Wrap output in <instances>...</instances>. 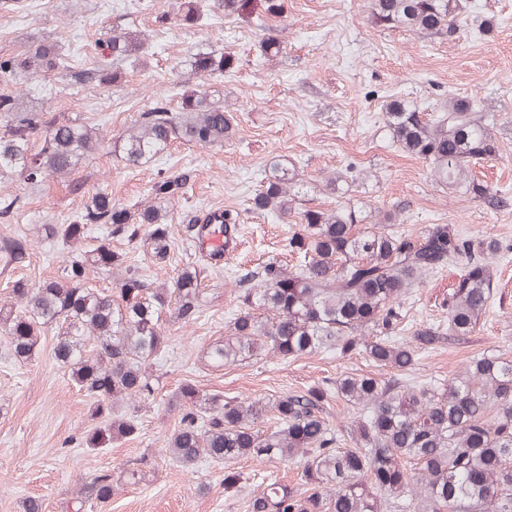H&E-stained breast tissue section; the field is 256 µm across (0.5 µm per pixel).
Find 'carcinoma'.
<instances>
[{
    "label": "carcinoma",
    "instance_id": "obj_1",
    "mask_svg": "<svg viewBox=\"0 0 512 512\" xmlns=\"http://www.w3.org/2000/svg\"><path fill=\"white\" fill-rule=\"evenodd\" d=\"M224 11L262 24L282 10L280 0H216ZM381 25L424 35L453 36L461 0H371ZM112 59L136 58L143 40L135 31L115 32L99 42ZM232 57L212 51L188 55L184 70L194 76H220ZM55 73L64 81L69 64L53 45L31 42L24 53L0 61L9 80ZM75 80L110 84L108 65L74 75ZM392 138L402 150L431 162L434 180L497 209L505 197L469 174V166L496 154L497 142L486 117L470 98L450 97L438 114L426 117L396 100L386 105ZM231 130L224 105L196 88L182 94L181 110L155 104L122 135L116 149L127 166L137 167L162 153L172 141L201 145L224 141ZM104 137L77 117L33 112L9 94L0 95V180L18 175L32 185L49 176L70 175L97 152ZM186 175L154 182L153 204L133 211L97 191L68 224L48 233L65 249L79 243L89 224H107L117 234L131 224L146 229L140 247L157 264L170 249L168 208ZM295 170L272 167L270 178L252 198L255 210L294 211ZM301 229L288 239L299 267L291 270L271 258L236 278L240 313L231 335L215 344L218 365L271 353L283 360L318 350L344 357L365 352L372 361L398 372L410 371L414 350L398 341L401 301L425 273L458 266L448 294V325L425 323L412 332L421 348L458 341L477 328L494 296L491 259L502 249L492 237L466 238L447 224L420 236L361 228L364 217L351 208L300 213ZM124 268L117 294L90 285L89 271ZM197 271L184 268L171 288H154L124 266L122 254L101 244L72 257L60 279L12 289L13 301L0 305V332L11 340L15 357L27 359L43 329L57 330L54 355L69 367L71 381L93 399L100 423L86 447L106 448L137 433L133 417L118 414V403L150 397L157 379L153 361L163 349L159 317L174 306L175 318L197 320ZM95 342L86 349L87 341ZM331 390L311 387L274 400H226L191 381L177 390L173 406L180 425L171 435L172 458L184 466L203 459L224 465V486L237 487L241 459L303 464L304 488L276 480L261 482L250 512H512V358L486 356L472 361L448 383L408 386L397 376L386 380L352 374L336 381V397L360 410L344 430H334L326 414ZM273 414L279 426L262 429ZM416 466L411 482L407 464ZM112 498V477L93 475L78 488L74 512Z\"/></svg>",
    "mask_w": 512,
    "mask_h": 512
}]
</instances>
